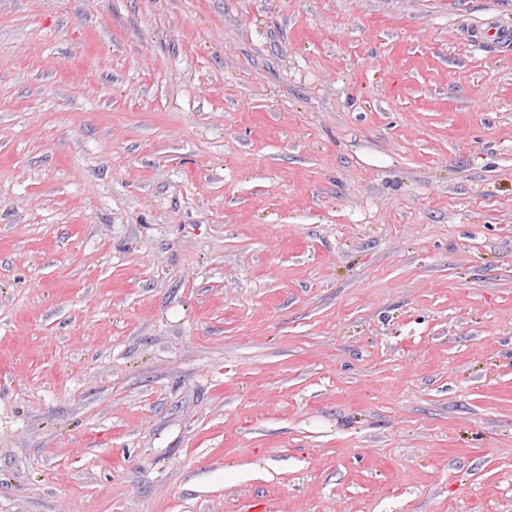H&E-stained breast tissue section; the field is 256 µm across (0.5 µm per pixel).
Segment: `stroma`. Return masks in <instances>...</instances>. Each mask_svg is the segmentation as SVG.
I'll list each match as a JSON object with an SVG mask.
<instances>
[{
	"instance_id": "stroma-1",
	"label": "stroma",
	"mask_w": 512,
	"mask_h": 512,
	"mask_svg": "<svg viewBox=\"0 0 512 512\" xmlns=\"http://www.w3.org/2000/svg\"><path fill=\"white\" fill-rule=\"evenodd\" d=\"M0 512H512V0H0Z\"/></svg>"
}]
</instances>
